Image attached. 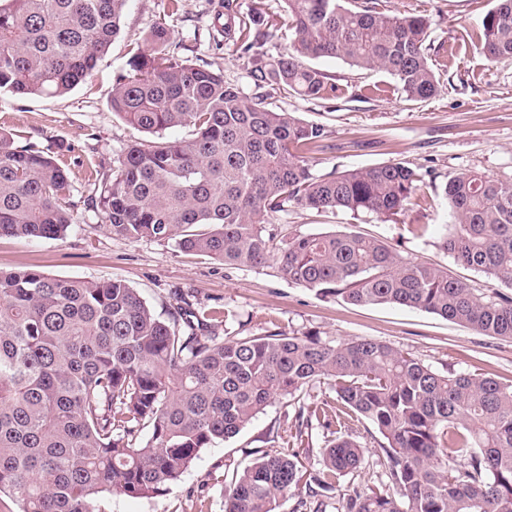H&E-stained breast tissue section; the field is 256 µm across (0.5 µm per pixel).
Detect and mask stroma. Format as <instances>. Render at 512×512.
Masks as SVG:
<instances>
[{
  "mask_svg": "<svg viewBox=\"0 0 512 512\" xmlns=\"http://www.w3.org/2000/svg\"><path fill=\"white\" fill-rule=\"evenodd\" d=\"M398 15H422L430 23L431 55L440 79L438 93L405 100L393 77L372 67L356 69L338 59L319 58L315 67L335 84L310 99L264 88L267 103L295 113L327 132L324 148L311 153L315 175L326 177L387 162L421 167L424 180L398 214L319 213L289 204L269 226L284 233L354 232L383 241L402 257L448 269L485 294L501 282L463 267L443 248L448 203L442 187L456 174L476 171L512 180V62H492L476 35L494 0H377ZM222 0H186L173 12L170 0H128L121 29L92 73L67 94L18 97L0 93V129L16 141L48 147L66 171L75 194H87L99 174L141 133L113 113L116 77L137 49L147 47L155 23H165L181 56L199 58L244 93L256 90L249 59L234 45H216L215 10ZM34 267L64 278L117 279L136 288L154 312L170 318L181 301L231 311L230 336L271 331L315 332L342 341L369 337L418 357L433 370L479 374L512 385V339L479 335L437 315L392 306H355L276 277L269 268H231L180 251L175 243L128 241L111 236L101 215L77 207L60 239L0 238V271ZM295 408L274 400L238 435L202 449L180 481L161 496L106 494L105 512H224V461L242 459L253 448L279 449L296 432ZM353 437L365 449L366 468L345 476L350 490L383 477L377 462L379 434L360 425Z\"/></svg>",
  "mask_w": 512,
  "mask_h": 512,
  "instance_id": "35a3bbf8",
  "label": "stroma"
}]
</instances>
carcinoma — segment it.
Listing matches in <instances>:
<instances>
[{
    "instance_id": "carcinoma-1",
    "label": "carcinoma",
    "mask_w": 512,
    "mask_h": 512,
    "mask_svg": "<svg viewBox=\"0 0 512 512\" xmlns=\"http://www.w3.org/2000/svg\"><path fill=\"white\" fill-rule=\"evenodd\" d=\"M0 4V92L61 96L83 81L120 29L127 0H6ZM284 14L244 16L224 0V43L251 55L258 88L319 98L328 76L306 59L378 67L408 100L439 91L430 25L373 0H283ZM288 29L274 57L263 41ZM491 62L512 61V0H496L479 33ZM112 112L148 138L112 161L84 200L107 231L127 240L175 242L226 266L276 276L353 305L417 309L512 339V295L481 296L448 269L404 259L382 241L352 233L267 232L271 214L295 203L320 212L394 215L423 181L421 168L382 163L329 177L307 152L324 128L268 107L224 75L181 58L171 32L117 77ZM190 128V137L166 131ZM50 150L0 131V237L60 239L75 202ZM450 221L444 249L458 263L512 287V181L467 172L443 187ZM229 313L180 308L157 316L122 280L56 278L38 269L0 272V493L21 512H100L99 496L164 494L199 452L232 438L276 398L298 404L302 426H336L314 475L300 451L252 450L224 485V512H326L321 493L366 462L350 434L369 422L381 435L387 480L342 496L337 512H512V386L441 373L366 337L316 333L219 335ZM325 381L336 405L305 403ZM149 429L142 441L140 433Z\"/></svg>"
}]
</instances>
